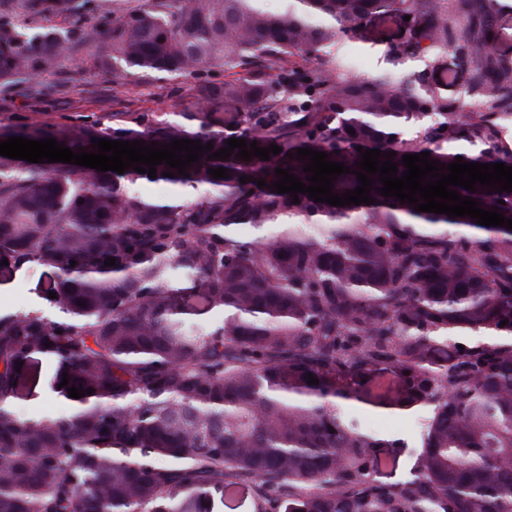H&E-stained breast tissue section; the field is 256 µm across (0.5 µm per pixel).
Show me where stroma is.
Instances as JSON below:
<instances>
[{
    "label": "stroma",
    "mask_w": 512,
    "mask_h": 512,
    "mask_svg": "<svg viewBox=\"0 0 512 512\" xmlns=\"http://www.w3.org/2000/svg\"><path fill=\"white\" fill-rule=\"evenodd\" d=\"M367 42L348 44L350 58L358 59L359 74L377 69L381 63L382 39L400 36L392 20H375ZM48 94L28 98L19 94L0 93V123L10 125L42 124L77 128L94 124L108 130L115 123L134 124L144 112H198L203 110L194 89L193 78L167 73L129 71L124 80L113 81L105 73L85 78L81 68L67 65L57 74L46 77ZM57 276L55 269L33 266L13 273L0 272V314L45 309L41 298L44 288ZM40 377L31 391L14 399V412L24 418L63 413L67 400L52 388L54 367L48 360L39 362ZM351 412L362 426L377 438L389 441L392 461L376 473L377 482L391 484L410 478L418 447L416 422L420 412L392 408L354 405Z\"/></svg>",
    "instance_id": "1"
}]
</instances>
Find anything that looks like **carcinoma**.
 Here are the masks:
<instances>
[{
    "mask_svg": "<svg viewBox=\"0 0 512 512\" xmlns=\"http://www.w3.org/2000/svg\"><path fill=\"white\" fill-rule=\"evenodd\" d=\"M407 15L384 66L351 76L342 43ZM495 25L494 0H289L279 15L261 0H18L0 11V89L40 96L77 57L116 81L128 68L190 76L214 106L183 122L146 112L109 132L0 124L1 141L282 147L268 160L205 152L184 176L156 166L179 189L214 187L191 202L130 190L148 179L131 168L0 155V261L57 269L43 300L60 313L0 315V512H235L244 495L253 512H512V229L417 212L377 193L373 174L371 205L303 193L295 204L272 187L278 167L311 185L299 148L352 169L338 195L360 186L359 146L396 152L399 177L402 156L422 152L512 167V60L485 51ZM448 54L463 77L454 97L431 81ZM411 126L419 135L404 137ZM460 141L479 154L455 152ZM217 167L229 177L209 175ZM454 190L512 219V192ZM240 224L325 236L260 242L235 236ZM466 332L490 340L439 357ZM36 355L55 363V384L68 379L60 396L92 393L19 418L17 367ZM349 401L432 408L411 478L375 482L385 443L349 418Z\"/></svg>",
    "mask_w": 512,
    "mask_h": 512,
    "instance_id": "1",
    "label": "carcinoma"
}]
</instances>
